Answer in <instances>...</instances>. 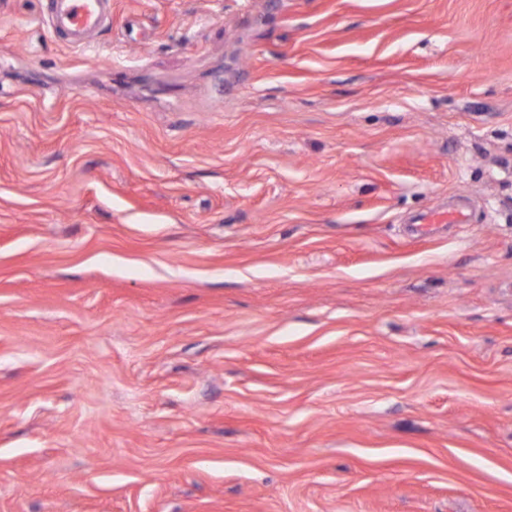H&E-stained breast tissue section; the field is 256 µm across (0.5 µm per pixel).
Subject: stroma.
Masks as SVG:
<instances>
[{
	"label": "stroma",
	"mask_w": 512,
	"mask_h": 512,
	"mask_svg": "<svg viewBox=\"0 0 512 512\" xmlns=\"http://www.w3.org/2000/svg\"><path fill=\"white\" fill-rule=\"evenodd\" d=\"M43 10L0 0V512H512V0ZM42 21L68 44L90 46L94 36L112 18V0H45Z\"/></svg>",
	"instance_id": "obj_1"
}]
</instances>
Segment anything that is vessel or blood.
Segmentation results:
<instances>
[{"label": "vessel or blood", "instance_id": "obj_1", "mask_svg": "<svg viewBox=\"0 0 512 512\" xmlns=\"http://www.w3.org/2000/svg\"><path fill=\"white\" fill-rule=\"evenodd\" d=\"M112 16V0H47L42 20L73 45L89 46Z\"/></svg>", "mask_w": 512, "mask_h": 512}]
</instances>
